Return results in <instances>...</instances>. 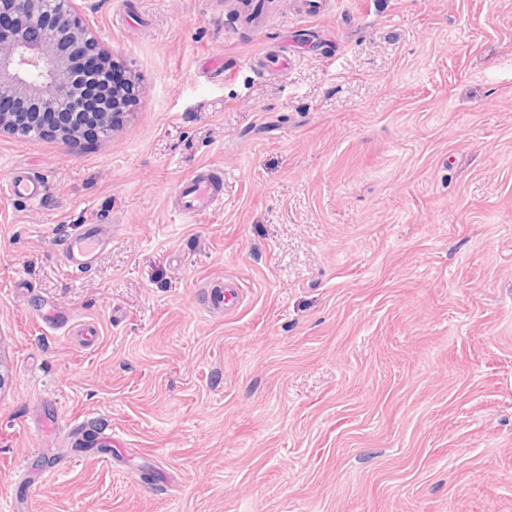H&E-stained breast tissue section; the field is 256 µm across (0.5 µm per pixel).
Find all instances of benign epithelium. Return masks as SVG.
Here are the masks:
<instances>
[{"mask_svg": "<svg viewBox=\"0 0 512 512\" xmlns=\"http://www.w3.org/2000/svg\"><path fill=\"white\" fill-rule=\"evenodd\" d=\"M108 52L83 22L76 0H0V133L29 139L84 138L78 113L77 82L100 81V59ZM135 78L112 84V105L137 103ZM71 116L55 128L49 115Z\"/></svg>", "mask_w": 512, "mask_h": 512, "instance_id": "1", "label": "benign epithelium"}]
</instances>
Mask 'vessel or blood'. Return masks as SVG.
Returning a JSON list of instances; mask_svg holds the SVG:
<instances>
[{"instance_id": "1", "label": "vessel or blood", "mask_w": 512, "mask_h": 512, "mask_svg": "<svg viewBox=\"0 0 512 512\" xmlns=\"http://www.w3.org/2000/svg\"><path fill=\"white\" fill-rule=\"evenodd\" d=\"M333 0H290L292 15L306 20L324 16L332 11ZM232 8L238 21L251 29L261 30L267 25L266 14H254L250 0H233ZM278 45L262 57V64L283 72L312 52L316 40L305 37L301 29L283 28ZM13 198L35 202L43 196V184L35 176L24 172L15 174L6 185ZM224 205V177L221 172L202 168L182 179L174 192L172 208L183 218H194L219 210ZM112 242V227L108 224H86L67 236L62 243L65 265L73 271L88 270L99 254ZM239 285L236 280L225 279L212 285L208 292V307L215 312L233 309L238 303Z\"/></svg>"}]
</instances>
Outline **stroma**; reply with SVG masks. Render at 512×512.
Listing matches in <instances>:
<instances>
[{
  "instance_id": "obj_1",
  "label": "stroma",
  "mask_w": 512,
  "mask_h": 512,
  "mask_svg": "<svg viewBox=\"0 0 512 512\" xmlns=\"http://www.w3.org/2000/svg\"><path fill=\"white\" fill-rule=\"evenodd\" d=\"M224 2L77 0L134 112L0 135L46 185L0 191V512H512V0H336L282 73ZM205 165L223 208L177 218ZM111 243V225L83 224L62 243V255L66 267L78 272L88 270L99 254ZM208 291V308L214 312H225L233 309L238 303L239 285L236 280L225 279L224 282L213 284Z\"/></svg>"
}]
</instances>
